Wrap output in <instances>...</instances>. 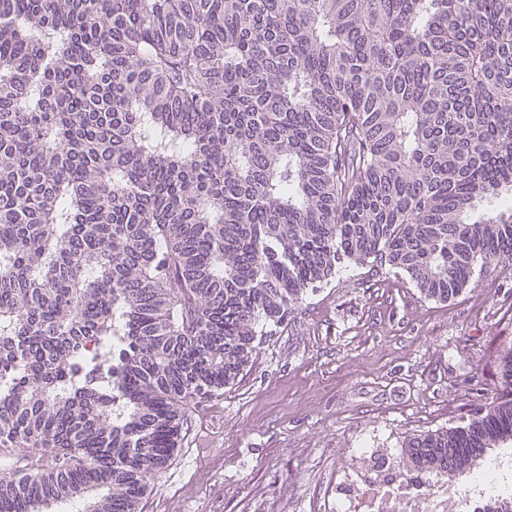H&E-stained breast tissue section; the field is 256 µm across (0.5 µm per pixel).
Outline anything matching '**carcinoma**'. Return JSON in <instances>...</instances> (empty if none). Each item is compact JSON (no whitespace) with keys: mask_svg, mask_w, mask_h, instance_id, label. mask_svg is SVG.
<instances>
[{"mask_svg":"<svg viewBox=\"0 0 512 512\" xmlns=\"http://www.w3.org/2000/svg\"><path fill=\"white\" fill-rule=\"evenodd\" d=\"M507 187L512 0H0V512H141L344 264L441 302L512 271ZM499 369L411 469L489 479Z\"/></svg>","mask_w":512,"mask_h":512,"instance_id":"carcinoma-1","label":"carcinoma"}]
</instances>
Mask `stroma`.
I'll list each match as a JSON object with an SVG mask.
<instances>
[{
	"instance_id": "35a3bbf8",
	"label": "stroma",
	"mask_w": 512,
	"mask_h": 512,
	"mask_svg": "<svg viewBox=\"0 0 512 512\" xmlns=\"http://www.w3.org/2000/svg\"><path fill=\"white\" fill-rule=\"evenodd\" d=\"M512 273L425 299L387 267L342 270L263 337L223 396L190 408L143 512H326L363 448L402 453L498 392Z\"/></svg>"
}]
</instances>
